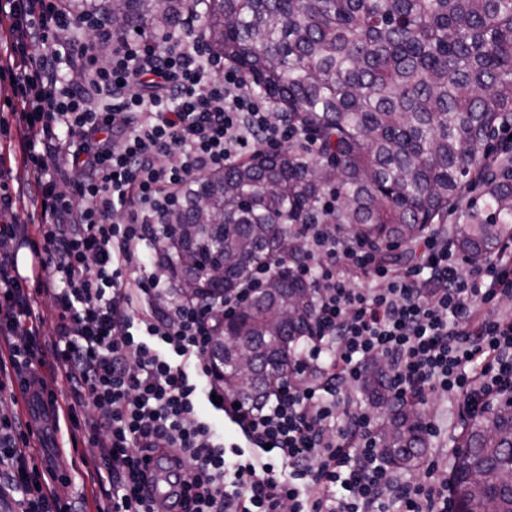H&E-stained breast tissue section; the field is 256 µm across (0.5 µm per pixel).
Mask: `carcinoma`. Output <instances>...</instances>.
Listing matches in <instances>:
<instances>
[{
	"label": "carcinoma",
	"instance_id": "1",
	"mask_svg": "<svg viewBox=\"0 0 512 512\" xmlns=\"http://www.w3.org/2000/svg\"><path fill=\"white\" fill-rule=\"evenodd\" d=\"M79 17L133 30L185 24L190 0H67ZM201 37L321 149L296 144L191 183L173 217L172 265L187 296L227 295L265 263L264 288L214 338L224 393L242 407L271 395L311 329L315 288L295 276L294 224H346L382 245H412L450 216L468 261L512 237V158L491 143L512 127V0H206ZM499 174L489 176L491 166ZM483 188L467 203V187ZM332 191L327 215L320 197ZM363 396L385 410L381 448L410 469L426 448L422 408L393 402L383 369ZM453 480L459 512H512V403L470 420Z\"/></svg>",
	"mask_w": 512,
	"mask_h": 512
}]
</instances>
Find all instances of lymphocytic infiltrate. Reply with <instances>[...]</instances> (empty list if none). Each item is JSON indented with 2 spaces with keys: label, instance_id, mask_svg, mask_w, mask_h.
I'll use <instances>...</instances> for the list:
<instances>
[{
  "label": "lymphocytic infiltrate",
  "instance_id": "f902f5d3",
  "mask_svg": "<svg viewBox=\"0 0 512 512\" xmlns=\"http://www.w3.org/2000/svg\"><path fill=\"white\" fill-rule=\"evenodd\" d=\"M0 83L13 116L0 135L17 140L39 208L36 224L21 219L0 165V403L47 395L97 439L96 512H154L142 472L154 456L176 469L179 512H456L437 420L422 419L434 443L422 478L402 481L355 391L380 359L404 406L434 395L474 418L512 395V239L464 273L444 231L398 266L343 225H296L294 269L318 288L312 333L276 391L239 408L211 344L271 269L215 305L181 295L169 217L191 181L304 133L189 31L134 35L64 0H0ZM214 394L236 442L200 415ZM32 458L20 423L0 425V492L19 493L21 512H85L61 505Z\"/></svg>",
  "mask_w": 512,
  "mask_h": 512
}]
</instances>
